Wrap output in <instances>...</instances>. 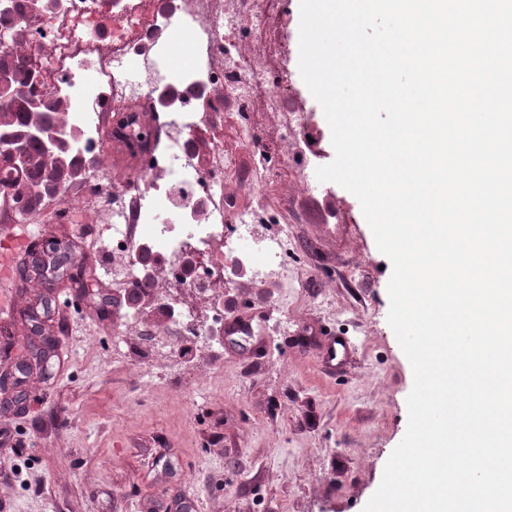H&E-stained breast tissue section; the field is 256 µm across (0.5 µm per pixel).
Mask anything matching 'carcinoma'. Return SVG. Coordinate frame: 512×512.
<instances>
[{"mask_svg":"<svg viewBox=\"0 0 512 512\" xmlns=\"http://www.w3.org/2000/svg\"><path fill=\"white\" fill-rule=\"evenodd\" d=\"M25 3L26 0H18L13 15L0 14V26L11 28L15 44L12 51H0V70L10 72L22 85L32 71L39 70L29 40L20 36V31L30 25L24 18ZM68 112V102L55 94L45 98L40 110L29 108L23 100L8 105L0 103V126L21 137V146L28 158L27 165L18 169L12 164L11 156L0 150V199L15 205L20 222L39 209L44 200L63 194L70 184L82 177L84 168L74 150L49 154L39 138L29 135L34 126L45 120L67 125Z\"/></svg>","mask_w":512,"mask_h":512,"instance_id":"cac0c4a2","label":"carcinoma"}]
</instances>
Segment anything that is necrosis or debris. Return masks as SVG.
Wrapping results in <instances>:
<instances>
[{"label": "necrosis or debris", "instance_id": "1", "mask_svg": "<svg viewBox=\"0 0 512 512\" xmlns=\"http://www.w3.org/2000/svg\"><path fill=\"white\" fill-rule=\"evenodd\" d=\"M281 9L282 0H65L32 28L41 83L68 92L70 123L88 130L83 148L99 144L108 93L125 119L113 144L132 169L149 166L129 199L86 174L82 208L106 211L112 250L125 257L109 271L114 293L144 283L139 248L149 246L166 278L156 303L172 312L166 327L182 339L219 343L231 316L224 291L237 285L227 260L252 287L277 281L281 310L296 297L289 258L295 227L308 218L293 201L316 185L309 156L317 131L277 67ZM191 49L196 67H171ZM168 88L178 93L168 111L150 120L134 110ZM266 112L282 114L281 123L266 128Z\"/></svg>", "mask_w": 512, "mask_h": 512}]
</instances>
